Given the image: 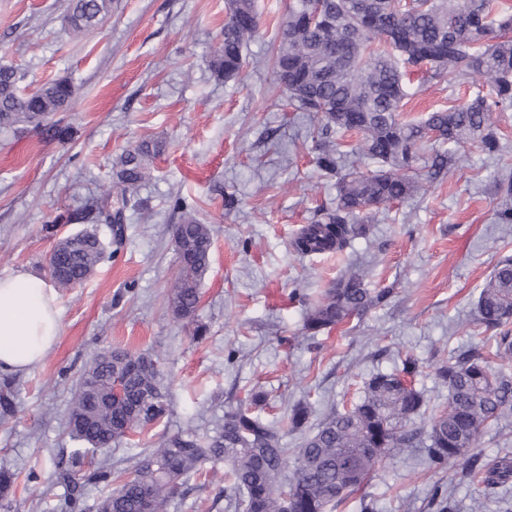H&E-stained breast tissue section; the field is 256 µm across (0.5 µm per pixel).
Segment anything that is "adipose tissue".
Masks as SVG:
<instances>
[{
    "instance_id": "obj_1",
    "label": "adipose tissue",
    "mask_w": 512,
    "mask_h": 512,
    "mask_svg": "<svg viewBox=\"0 0 512 512\" xmlns=\"http://www.w3.org/2000/svg\"><path fill=\"white\" fill-rule=\"evenodd\" d=\"M60 320L55 291L43 277H0V372L39 365L58 339Z\"/></svg>"
}]
</instances>
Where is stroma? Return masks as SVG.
Listing matches in <instances>:
<instances>
[{"instance_id":"obj_1","label":"stroma","mask_w":512,"mask_h":512,"mask_svg":"<svg viewBox=\"0 0 512 512\" xmlns=\"http://www.w3.org/2000/svg\"><path fill=\"white\" fill-rule=\"evenodd\" d=\"M259 30L238 78L216 81L211 48L222 37L224 0H112L97 27L74 37L69 0H0V65L33 91L59 78L75 87L67 111L48 128L0 129V276H47L58 238L82 231L69 222L92 200L117 196V162L143 142L159 152L124 214L125 233L94 227L105 257L94 274L57 289L61 331L37 367L13 375L15 411L0 419V464L18 478L0 492V512H61V460L77 442L65 422L76 383L108 348L150 351L171 410L144 432L92 455L113 472L132 468L143 449L187 430L212 432L239 394L263 395L256 410L283 418L311 404L310 425L332 408L357 403L372 373L410 354L422 366L428 409L446 406L433 378L450 352L479 345L485 331L474 303L496 263L512 257V224L495 221L496 177L512 171V112L502 113L504 143L487 157L477 143L456 148L441 178L380 211L368 239L337 256H299L288 243L319 206H331L336 179L315 165L314 119L292 112L275 79L272 55L289 0H255ZM483 88L455 75L428 83L404 108L408 119L463 103ZM207 224L214 246L194 320L169 309L180 277L172 228L175 201ZM367 288L389 290L384 306L309 338L301 306L349 269ZM462 462L429 468L420 452L384 459L367 499L337 512H428L433 488L457 512H512V489L490 492L461 478ZM37 470L38 482L26 480ZM224 468L190 478L166 512H229Z\"/></svg>"}]
</instances>
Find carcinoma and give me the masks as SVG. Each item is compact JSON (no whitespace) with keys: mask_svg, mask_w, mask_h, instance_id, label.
I'll list each match as a JSON object with an SVG mask.
<instances>
[{"mask_svg":"<svg viewBox=\"0 0 512 512\" xmlns=\"http://www.w3.org/2000/svg\"><path fill=\"white\" fill-rule=\"evenodd\" d=\"M112 0H71L67 20L80 34L101 23ZM222 39L212 51L213 76L236 77L244 49L259 28L255 0H226ZM273 71L294 112L318 116L313 130L317 167L336 176V204L317 210L289 242L300 255L342 252L369 235L366 211L390 207L423 187L422 178L400 173L413 168L418 152L433 145L427 178L448 166L450 147L479 143L483 152L501 151L494 114L512 110V4L506 0H291L280 25ZM421 76L419 87L453 73L461 80L478 77L490 94H477L461 105L439 109L420 121L403 119L410 97L406 77ZM14 68L0 66V128L43 126L65 111L75 88L66 78L22 93ZM358 135L351 154L370 160L368 173L343 171L338 133ZM156 149L148 143L126 150L117 172L122 185L114 204L100 202L86 216L112 225L122 236L124 207L146 178ZM500 188L505 202L495 212L499 224H512V180ZM180 278L170 300L177 319L191 320L200 304L199 285L208 271L213 236L191 211L173 227ZM96 234L62 238L48 259L54 283L68 287L87 280L102 256ZM388 292L371 291L349 273L318 300L308 303L303 330L314 336L382 305ZM476 319L493 332L489 363L474 347L451 356L434 372L448 389V407L435 411L422 434L408 428L426 406L419 388L417 360L406 357L387 372L364 382L352 407L333 410L311 431L312 414L298 403L282 422L252 412L260 393L248 391L237 407L224 412L213 433L193 430L167 436L140 453L135 469L96 505L97 512H166L169 502L207 464H224V482L240 512H335L360 493L382 461L423 446L426 461L441 469L462 460L466 475L486 489L512 484V456L487 458L476 441L489 424L512 419V258L500 260L481 288ZM14 408L12 387H0V416ZM170 408L169 393L157 361L148 354L110 349L97 355L81 374L68 410L67 427L84 447L74 449L56 482L65 489L66 512H83L88 486L112 482L105 465L86 467L87 451L112 444L161 420ZM287 431H301L299 446L287 448ZM289 487L288 496L282 488Z\"/></svg>","mask_w":512,"mask_h":512,"instance_id":"cac0c4a2","label":"carcinoma"}]
</instances>
